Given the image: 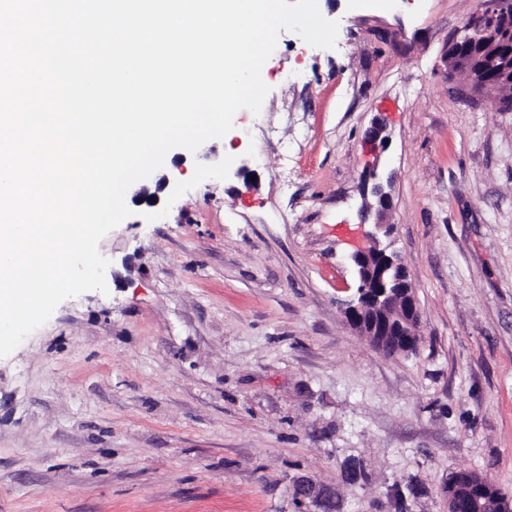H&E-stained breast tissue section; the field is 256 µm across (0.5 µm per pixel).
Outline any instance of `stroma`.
<instances>
[{"mask_svg":"<svg viewBox=\"0 0 512 512\" xmlns=\"http://www.w3.org/2000/svg\"><path fill=\"white\" fill-rule=\"evenodd\" d=\"M318 6L335 48L280 31L260 111L170 150L155 205L127 192L107 292L0 358V512H321L301 480L334 512H448L459 471L512 499V112L444 60L476 0ZM372 168L418 300L406 356L343 315Z\"/></svg>","mask_w":512,"mask_h":512,"instance_id":"35a3bbf8","label":"stroma"}]
</instances>
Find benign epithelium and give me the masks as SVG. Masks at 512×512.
Returning a JSON list of instances; mask_svg holds the SVG:
<instances>
[{
    "label": "benign epithelium",
    "mask_w": 512,
    "mask_h": 512,
    "mask_svg": "<svg viewBox=\"0 0 512 512\" xmlns=\"http://www.w3.org/2000/svg\"><path fill=\"white\" fill-rule=\"evenodd\" d=\"M448 82L459 97L480 100V93L495 92L507 83L512 68L503 67V58L512 57V12L496 3L476 11L463 30L448 38L445 52ZM386 126L377 122L368 140L380 153L387 150ZM365 183L370 199L364 215H375L368 232L372 240L365 250L352 254L356 288L344 308L346 322L373 347L390 355H408L421 341L420 313L409 271L401 256L383 247L379 235L391 233L390 184L377 169L368 172ZM470 512H512V502L488 490L483 482L467 488Z\"/></svg>",
    "instance_id": "1"
}]
</instances>
